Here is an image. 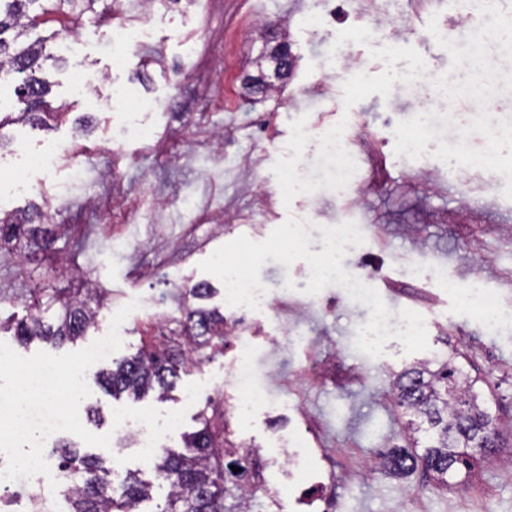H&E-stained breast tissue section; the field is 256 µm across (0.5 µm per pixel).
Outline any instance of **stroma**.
<instances>
[{"label":"stroma","instance_id":"1","mask_svg":"<svg viewBox=\"0 0 512 512\" xmlns=\"http://www.w3.org/2000/svg\"><path fill=\"white\" fill-rule=\"evenodd\" d=\"M336 21L320 30L301 26L308 0H195L156 6L148 39L131 40L122 59L108 47L111 9L76 28L80 53L63 67L44 64L48 99L66 112L50 125L12 124L0 129V211L37 206L65 232L50 251L0 249V319L23 314L48 288L76 289L88 278L102 290L96 327L76 342L36 340L18 345L10 330L0 341L30 357L62 355L105 337L113 315L132 300L140 305L123 323V345L113 359L135 354L143 336L177 315L184 285L206 279L199 268L220 246L241 236L264 241L287 218L309 225V249L323 251L322 227L355 222L363 245L348 246L342 261L350 273L368 276L391 311L407 308L429 320L427 350L405 353L400 341L372 358L354 346L370 311L342 288L306 294L309 266L267 260L260 270L267 314H252L250 360L271 403L239 419L231 386L236 362L232 337L223 351L182 374L166 399L112 397L98 384L82 407L101 408L96 435H110L105 458L130 457L132 447L114 435L115 408L152 406L184 410L167 447L182 449V434L200 429L199 406L185 407L186 387L202 383L203 395L224 400L231 439L252 451L262 491L248 512H275L278 489L289 488L282 512H314L315 496L333 495V512H512V329L488 336L474 318L459 316L456 295L441 288L444 269L460 283L479 280L512 312V178L487 185L482 160L488 150L482 124L469 109L440 119L436 141L424 159L402 158L391 135L405 122L427 87L406 92L392 75L421 59L463 79L472 78L465 43L448 48L439 31L451 30L452 12L437 0H336ZM377 24L395 21L411 30L408 43L390 52L365 38L355 16ZM291 44L297 56L281 92H259L250 82L265 37ZM352 53L364 62V78L337 68L325 96L318 76L327 53ZM91 91L77 94V82ZM136 90L116 104L113 94ZM351 117L361 182L353 202L337 200L329 161L318 133ZM136 120L152 131L150 143L116 140ZM468 129L471 159L439 163L459 127ZM59 159L53 172L38 158ZM305 164L321 184L316 198L281 188L255 195L267 170L289 172ZM453 358L471 379L503 431L497 448L479 456L469 477L436 487L423 471L397 477L381 470L382 454L408 447L406 419L395 405L396 376L416 362ZM287 437L303 448L314 479L333 475V491L295 483L274 443Z\"/></svg>","mask_w":512,"mask_h":512}]
</instances>
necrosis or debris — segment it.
<instances>
[{
  "label": "necrosis or debris",
  "mask_w": 512,
  "mask_h": 512,
  "mask_svg": "<svg viewBox=\"0 0 512 512\" xmlns=\"http://www.w3.org/2000/svg\"><path fill=\"white\" fill-rule=\"evenodd\" d=\"M153 5L154 0H128L126 6L119 9L112 24L115 56H123L130 31L143 30V20ZM447 5L457 17L459 36L474 41L471 53L476 71L488 74L500 70L505 62L512 60V0H492L490 6L482 9L475 6L474 0H447ZM395 81L406 88L419 83L429 88L428 97L418 103L407 123L394 131L395 139L403 146L404 156L421 155L424 143L434 132L436 107L461 99L478 112L490 144L484 158L485 166L494 168L495 147L505 135L512 133V118L485 111L484 102L489 94L485 85L475 80L465 85L455 83L447 72L426 63L414 70L398 73ZM353 142L351 125L347 122L323 133V149L332 159L333 182L340 198L352 196L359 184V172L352 164ZM443 285L452 290L460 289L463 312L476 315L483 331L500 329L502 315L497 298L482 283L474 281L461 288L452 276L447 275L443 278ZM248 331L245 317L239 316L237 307H230L224 321V333L234 337L239 352L233 386L237 393V412L242 418L268 403L267 393L253 381L248 359Z\"/></svg>",
  "instance_id": "necrosis-or-debris-1"
}]
</instances>
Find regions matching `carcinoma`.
<instances>
[{
    "label": "carcinoma",
    "instance_id": "1",
    "mask_svg": "<svg viewBox=\"0 0 512 512\" xmlns=\"http://www.w3.org/2000/svg\"><path fill=\"white\" fill-rule=\"evenodd\" d=\"M40 2L0 0V81L16 73L26 74L17 93L22 108L15 117L0 116V128L11 120L43 124L56 116L46 99L49 85L37 76L41 61L50 55L45 53L42 39L27 41L36 17L94 15L98 0H50L51 8L38 13L35 6ZM39 216L38 211L0 214V245L23 240L36 250L48 248L53 230L35 224ZM216 293L206 281L185 288L177 328L142 343L134 356L97 371L95 381L114 397L127 393L138 398L150 391L164 397L181 373L202 363L203 349L224 344V313L202 305ZM99 298L100 289L91 282L73 295L55 291L16 322L14 335L23 345L35 339L56 344L75 341L95 325L98 312L94 304ZM174 335L184 338L183 343L176 344ZM474 384L451 358L426 360L398 375L396 400L410 416L408 430L426 432L428 441L421 450L415 445L391 452L384 466L400 474L421 466L439 487L448 486L450 473L470 474L481 437L500 433ZM216 418L224 420V409L221 402L209 397L199 413L202 428L184 437L185 451L163 448L151 461L152 481L141 478L139 471H127L116 487L112 480L115 467L104 459L82 454L75 445L55 448L66 485L62 512H142L140 506L154 499L158 489L165 491L164 506L158 512H242L251 476L250 456H238L234 449L224 447V436L214 425ZM233 466L240 471L233 472ZM228 498L234 504L227 507Z\"/></svg>",
    "mask_w": 512,
    "mask_h": 512
}]
</instances>
